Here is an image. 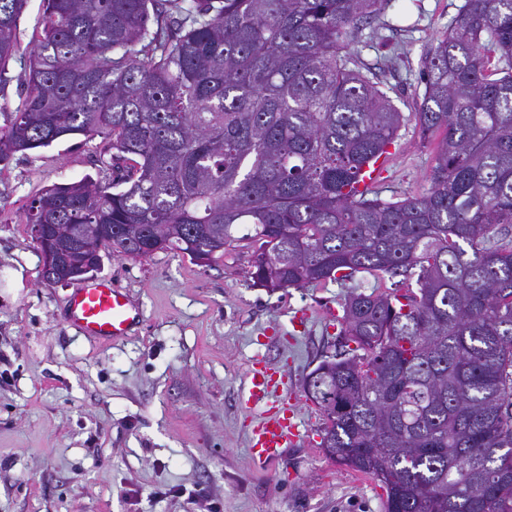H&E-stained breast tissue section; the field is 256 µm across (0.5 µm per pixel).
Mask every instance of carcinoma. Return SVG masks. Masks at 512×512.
<instances>
[{"label":"carcinoma","mask_w":512,"mask_h":512,"mask_svg":"<svg viewBox=\"0 0 512 512\" xmlns=\"http://www.w3.org/2000/svg\"><path fill=\"white\" fill-rule=\"evenodd\" d=\"M26 0H0V84ZM387 0H43L0 163L100 137L112 180L43 189L26 223L66 255L209 263L250 226L254 285L352 281L355 347L315 369L320 443L385 512H512V0H465L427 50L414 117L430 188L354 184L404 116L351 46ZM363 354H358V351Z\"/></svg>","instance_id":"1"}]
</instances>
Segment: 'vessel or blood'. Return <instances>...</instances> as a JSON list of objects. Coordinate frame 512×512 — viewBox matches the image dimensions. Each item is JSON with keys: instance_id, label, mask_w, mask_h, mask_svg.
Returning a JSON list of instances; mask_svg holds the SVG:
<instances>
[{"instance_id": "1", "label": "vessel or blood", "mask_w": 512, "mask_h": 512, "mask_svg": "<svg viewBox=\"0 0 512 512\" xmlns=\"http://www.w3.org/2000/svg\"><path fill=\"white\" fill-rule=\"evenodd\" d=\"M68 320L85 336L107 343L128 336L140 322L141 312L121 289L99 281L73 291ZM243 403L261 411L249 439L253 460H277L284 448L299 439L295 413L288 405V376L280 367L254 361L247 371Z\"/></svg>"}]
</instances>
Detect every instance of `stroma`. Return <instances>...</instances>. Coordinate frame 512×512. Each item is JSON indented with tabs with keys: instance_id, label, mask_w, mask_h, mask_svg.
Returning a JSON list of instances; mask_svg holds the SVG:
<instances>
[{
	"instance_id": "obj_1",
	"label": "stroma",
	"mask_w": 512,
	"mask_h": 512,
	"mask_svg": "<svg viewBox=\"0 0 512 512\" xmlns=\"http://www.w3.org/2000/svg\"><path fill=\"white\" fill-rule=\"evenodd\" d=\"M463 2L388 0L368 23L374 38L357 46L405 118L377 181L383 197L429 186L434 143L413 117L421 60ZM41 14L42 0H27L0 110L20 103ZM102 147L77 136L0 163V512H382L376 482L323 453L322 415L303 389L341 349L348 290L371 292L377 279L268 292L251 279L259 244L243 225L207 266L175 251L103 254L95 280L123 289L142 319L113 344L82 336L67 322L74 286L43 281L25 215L42 188L111 179ZM256 357L287 372L302 433L262 467L241 402Z\"/></svg>"
}]
</instances>
